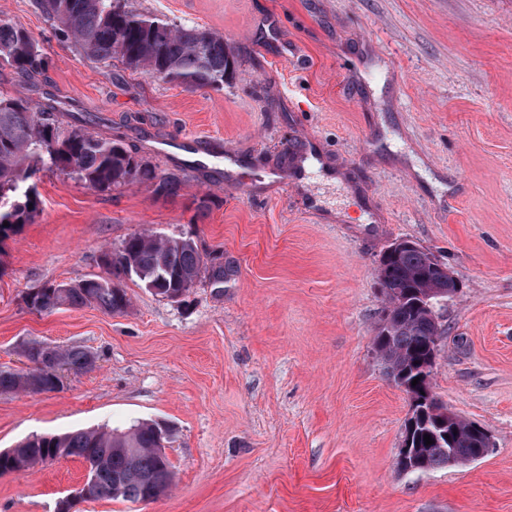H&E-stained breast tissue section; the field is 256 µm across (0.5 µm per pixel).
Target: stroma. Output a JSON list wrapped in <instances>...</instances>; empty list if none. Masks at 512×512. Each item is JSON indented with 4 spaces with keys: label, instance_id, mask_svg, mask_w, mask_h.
Masks as SVG:
<instances>
[{
    "label": "stroma",
    "instance_id": "obj_1",
    "mask_svg": "<svg viewBox=\"0 0 512 512\" xmlns=\"http://www.w3.org/2000/svg\"><path fill=\"white\" fill-rule=\"evenodd\" d=\"M223 35V90H185L80 54L35 0H0L48 64L0 67V91L50 95L123 137L174 196L59 171L40 214L0 242V367L27 342L80 345L95 367L42 394L0 393V451L34 434L167 425L174 484L157 500L75 512H512V0H133ZM277 20L278 34L263 23ZM220 157L174 153L180 135ZM191 237L224 264L177 301L121 278L131 305L31 312L48 282L107 270L135 233ZM455 278L436 400L492 443L463 466L398 469L410 404L373 348L377 267L396 241ZM61 458L0 476V512H56L84 479Z\"/></svg>",
    "mask_w": 512,
    "mask_h": 512
}]
</instances>
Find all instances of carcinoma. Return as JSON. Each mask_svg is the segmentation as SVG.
<instances>
[{
  "mask_svg": "<svg viewBox=\"0 0 512 512\" xmlns=\"http://www.w3.org/2000/svg\"><path fill=\"white\" fill-rule=\"evenodd\" d=\"M38 9L66 33L87 58L139 71L151 78L176 83L187 90L224 88L236 58L224 37L197 26H185L129 6V0H35ZM46 62L42 49L21 24L0 18V65L23 75L36 73ZM52 99L34 104L22 96L0 93V243L39 214L38 193L26 185L35 161L49 169L77 176L93 189L111 190L146 183L162 196L176 195L184 170L159 175L155 168L124 143L121 137L91 131L63 120ZM113 275H134L154 294L169 299L206 279L224 283V265L208 260L192 238H164L149 232L123 240L112 253ZM378 278L396 300L373 339L374 350L387 370L395 373L406 393L416 390L421 361L436 348L437 326L417 305V294L449 288L448 269L419 246L403 248L380 262ZM31 310L49 314L62 305L94 306L121 314L129 306L126 290L110 278L94 276L74 288H36L28 293ZM30 366L0 368V393L41 394L58 391L63 381L55 367L81 373L92 369L91 353L77 345L58 347L51 363L42 359L41 343L22 347ZM443 450L426 445L429 428L417 433L426 449L424 470L455 462L464 465L475 453L471 424L461 418L448 422ZM161 426L139 421L125 430H86L62 435H34L0 456V475L25 474L59 457H78L95 472L93 500L148 502L167 492L174 475L166 455L159 452Z\"/></svg>",
  "mask_w": 512,
  "mask_h": 512,
  "instance_id": "obj_1",
  "label": "carcinoma"
}]
</instances>
